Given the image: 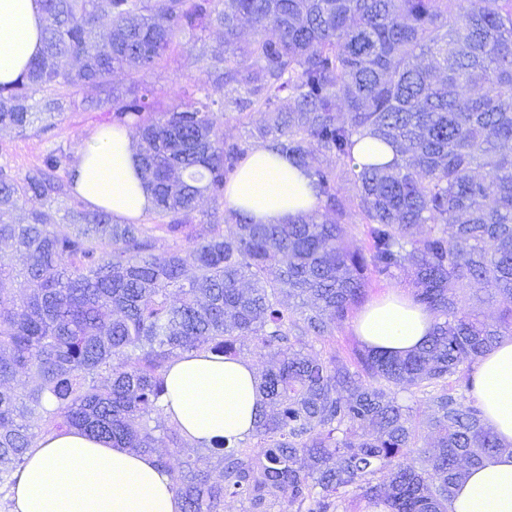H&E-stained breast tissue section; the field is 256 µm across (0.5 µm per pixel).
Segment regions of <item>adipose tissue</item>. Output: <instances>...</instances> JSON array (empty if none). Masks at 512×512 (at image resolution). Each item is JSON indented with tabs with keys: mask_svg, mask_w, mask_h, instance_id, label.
<instances>
[{
	"mask_svg": "<svg viewBox=\"0 0 512 512\" xmlns=\"http://www.w3.org/2000/svg\"><path fill=\"white\" fill-rule=\"evenodd\" d=\"M45 18L39 0H0V84L16 82L40 54ZM126 130L104 128L79 150L73 187L89 208L137 220L153 199ZM226 205L257 224H281L313 211L308 175L263 147L255 148L224 191ZM433 316L409 296L390 292L356 316L367 347L405 353L430 335ZM165 414L197 445L245 438L264 408L255 368L239 357L189 353L166 375ZM473 392L503 452L469 470L449 512H512V338H502L474 366ZM13 512H179L168 471L153 456L92 438L79 430L41 440L24 466Z\"/></svg>",
	"mask_w": 512,
	"mask_h": 512,
	"instance_id": "adipose-tissue-1",
	"label": "adipose tissue"
}]
</instances>
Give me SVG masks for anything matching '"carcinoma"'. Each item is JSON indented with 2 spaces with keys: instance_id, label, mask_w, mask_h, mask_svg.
Instances as JSON below:
<instances>
[{
  "instance_id": "obj_1",
  "label": "carcinoma",
  "mask_w": 512,
  "mask_h": 512,
  "mask_svg": "<svg viewBox=\"0 0 512 512\" xmlns=\"http://www.w3.org/2000/svg\"><path fill=\"white\" fill-rule=\"evenodd\" d=\"M41 2L43 52L0 87V129L45 133L82 88L105 89L155 206L148 228L77 202L64 231L49 210L71 198L70 153L0 166V499L39 440L74 428L154 456L180 512H337L349 495L448 512L467 471L505 450L470 393L473 364L512 336V0ZM213 27L224 41L173 108L110 88L114 69L148 71ZM254 112L263 124L224 132ZM364 136L394 160L358 164ZM257 145L305 170L313 212L255 224L224 207ZM155 230L186 246L155 252ZM405 272L434 316L425 345L307 352ZM486 287L491 318L466 304ZM194 352L249 356L266 400L245 439L205 448L208 469L172 464L195 444L162 421L169 367ZM426 390L421 415L403 394Z\"/></svg>"
}]
</instances>
